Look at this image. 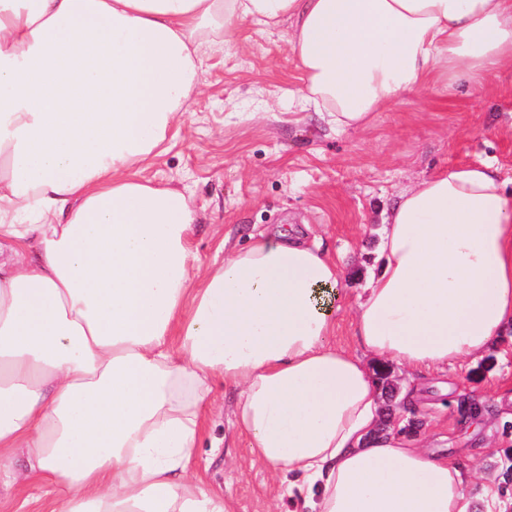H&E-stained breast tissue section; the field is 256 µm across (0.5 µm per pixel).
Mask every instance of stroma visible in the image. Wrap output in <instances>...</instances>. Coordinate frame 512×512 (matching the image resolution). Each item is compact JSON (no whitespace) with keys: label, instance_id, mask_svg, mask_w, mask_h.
<instances>
[{"label":"stroma","instance_id":"obj_1","mask_svg":"<svg viewBox=\"0 0 512 512\" xmlns=\"http://www.w3.org/2000/svg\"><path fill=\"white\" fill-rule=\"evenodd\" d=\"M289 32L286 20L248 19L236 25L235 48L207 51L178 132L139 176L184 194L196 215L191 246L206 261L222 243L307 226L309 240L340 262L335 341L351 348L357 297L381 269L378 234L401 194L448 167L479 162L512 194V70L484 92L463 78L432 80L399 93L369 124L336 132L303 101L306 76ZM388 370L395 389L380 406L392 408L393 429L454 460L471 497L495 486L501 512H512V331L445 372L413 379L400 365ZM213 399L193 470L235 512H290V501L269 498L271 472L232 425L235 391L217 384Z\"/></svg>","mask_w":512,"mask_h":512}]
</instances>
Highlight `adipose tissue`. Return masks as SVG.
<instances>
[{"label":"adipose tissue","instance_id":"obj_1","mask_svg":"<svg viewBox=\"0 0 512 512\" xmlns=\"http://www.w3.org/2000/svg\"><path fill=\"white\" fill-rule=\"evenodd\" d=\"M291 22L307 102L342 131L405 90L512 69V0H0V491L43 512H231L191 472L215 379L301 512H469L457 464L378 432L361 352L442 370L512 324V199L488 166L406 193L331 343L339 266L280 227L223 261L138 177L234 22ZM27 462L17 474L12 451ZM41 493L40 488L29 484L11 491L8 496L1 491L0 512H41L43 500L38 499Z\"/></svg>","mask_w":512,"mask_h":512}]
</instances>
